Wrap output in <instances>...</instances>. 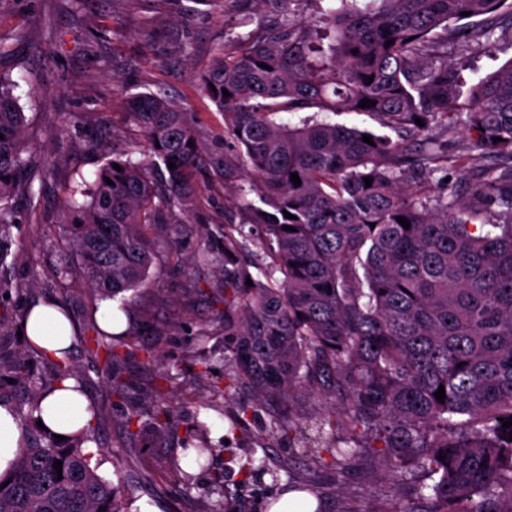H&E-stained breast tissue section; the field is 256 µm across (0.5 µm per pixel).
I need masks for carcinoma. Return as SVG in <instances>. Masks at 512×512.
<instances>
[{
  "label": "carcinoma",
  "instance_id": "cac0c4a2",
  "mask_svg": "<svg viewBox=\"0 0 512 512\" xmlns=\"http://www.w3.org/2000/svg\"><path fill=\"white\" fill-rule=\"evenodd\" d=\"M256 2L288 17L217 47L202 83L241 160L197 143L187 112L166 95L130 96L150 158L108 161L89 200L74 206L73 245L86 279L114 297L147 287L163 225L174 208L192 205L197 168L255 193L259 206L241 198L245 223L218 228L217 246L189 257L224 275L222 392L249 395L231 430L250 431L256 411L269 409L253 435L261 463L240 467L238 489L262 470L275 481L283 472L289 490L318 499L314 472L330 471L340 486L376 454L411 507L385 499L350 512H512V427L499 421L512 417V61L470 81L448 65L450 55H495L496 32H512V0H326L311 25L287 13L294 0ZM16 88L12 71L0 68V240L12 224L9 200L31 167ZM366 98L375 105L359 107ZM315 107L362 111L379 130L273 120ZM459 128L466 144L456 150L448 134ZM450 167L476 169L466 196L453 186L416 193L445 184L433 177ZM123 338L95 324L79 336L117 398L127 389ZM2 374L28 388L21 415L34 428L12 472L0 475V512H131L121 486L83 451L89 433L63 442L37 425L44 380L22 359L0 360ZM305 392L324 402L311 422L294 408ZM155 398L125 423L146 417L164 439L177 431L178 411L162 393ZM268 437L302 444L293 451L299 471L266 464ZM183 450L202 459L219 448L199 421ZM227 486L214 478L206 512H234Z\"/></svg>",
  "mask_w": 512,
  "mask_h": 512
}]
</instances>
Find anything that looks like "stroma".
<instances>
[{"label":"stroma","instance_id":"35a3bbf8","mask_svg":"<svg viewBox=\"0 0 512 512\" xmlns=\"http://www.w3.org/2000/svg\"><path fill=\"white\" fill-rule=\"evenodd\" d=\"M265 14L258 0H0V37L15 31L24 43L0 54V67L11 70L26 116L25 142L32 156L31 191L11 201L15 220L1 241L9 252L0 277L9 282L0 295V359H16L27 349L18 336L25 308L38 299L62 303L77 328L96 317L100 298L90 288L71 250L74 189L93 182L108 160L125 154L148 157L140 128L127 108L129 95L162 91L189 112L198 142L219 147L224 114L205 96L202 74L225 36H245L242 13ZM192 213L175 212L149 271L150 285L136 297V343L121 365L127 395L112 396L100 362L75 346L69 362L83 385L96 419V449L104 450L101 472L122 484L137 502L159 512H206L204 491L226 467L245 462L251 435L229 433L236 399L213 401L212 388L223 374H193L210 350L224 346V303L217 292V268L188 264L190 255L211 242L210 234L226 222H241L235 188L205 172L194 177ZM208 332L200 345V332ZM156 348L162 365L147 364L146 348ZM174 372L176 395L194 393L196 403L180 404V431L166 447L155 445L151 424L127 430L131 409L152 404L163 371ZM208 415L210 437L221 445L208 464L192 475V487L169 483L164 469L180 454L185 435L201 415ZM122 447L120 464L110 452ZM323 512H350L361 495H395L399 488L377 459L363 462L350 482H323Z\"/></svg>","mask_w":512,"mask_h":512}]
</instances>
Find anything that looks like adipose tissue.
Listing matches in <instances>:
<instances>
[{
  "instance_id": "ef3b65f1",
  "label": "adipose tissue",
  "mask_w": 512,
  "mask_h": 512,
  "mask_svg": "<svg viewBox=\"0 0 512 512\" xmlns=\"http://www.w3.org/2000/svg\"><path fill=\"white\" fill-rule=\"evenodd\" d=\"M20 330L38 352L53 362L65 361L75 344V327L59 302H39L26 310ZM42 423L65 437L90 429L94 423L90 400L75 377L55 383L39 402ZM23 430L16 407L0 401V475L14 464Z\"/></svg>"
}]
</instances>
